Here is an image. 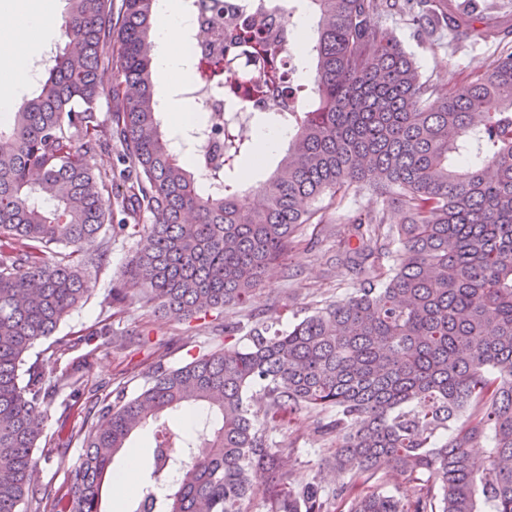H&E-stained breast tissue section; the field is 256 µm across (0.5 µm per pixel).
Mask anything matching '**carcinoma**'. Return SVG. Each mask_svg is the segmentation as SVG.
Instances as JSON below:
<instances>
[{
    "label": "carcinoma",
    "instance_id": "cac0c4a2",
    "mask_svg": "<svg viewBox=\"0 0 512 512\" xmlns=\"http://www.w3.org/2000/svg\"><path fill=\"white\" fill-rule=\"evenodd\" d=\"M41 81L0 121V512H100L112 459L156 424L152 471L126 512H243L251 486L268 488L267 512H512V53L471 66L448 88L423 78L393 30L372 18L410 0H307L317 103L292 113L295 135L276 172L244 202L235 179L252 141L224 121L223 161L199 190L194 155L173 150L155 93L152 21L157 0H66ZM253 0H206L213 21ZM412 21L445 26L455 41L492 37L441 0H420ZM283 108L306 86L280 90L278 43L246 23L195 62L202 84L239 82ZM112 66L104 90L101 70ZM110 102L100 108L103 93ZM119 150L122 169L94 171L86 157ZM370 186L377 209H356L336 231V263L354 276L345 293L283 331L277 322L224 321L241 347L163 365L141 392L96 398L98 422L70 434L83 458L65 494L39 481L53 451L47 405L78 370L47 378L27 360L92 291L88 268L107 259L105 227L142 228L111 303L139 294L179 319L240 307L265 270L308 247L316 203L341 210ZM403 216L388 222V211ZM102 237L94 257L84 242ZM70 252L46 258L52 247ZM200 404L195 428L169 420ZM346 482L296 484L279 438L301 413ZM414 484L412 496L361 485ZM172 468L177 489L160 496Z\"/></svg>",
    "mask_w": 512,
    "mask_h": 512
}]
</instances>
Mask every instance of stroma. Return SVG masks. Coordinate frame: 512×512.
Listing matches in <instances>:
<instances>
[{
  "label": "stroma",
  "instance_id": "35a3bbf8",
  "mask_svg": "<svg viewBox=\"0 0 512 512\" xmlns=\"http://www.w3.org/2000/svg\"><path fill=\"white\" fill-rule=\"evenodd\" d=\"M477 2L491 4L490 21L499 36L488 42L468 41L459 49L449 45L445 34L440 37V46H432L426 33L404 15L388 12L380 21L394 30L422 75L458 85L466 80L472 62L488 60L502 50L512 49V0ZM142 244V235L113 231L106 263L91 272L94 288L87 301L63 318L53 336L41 340L34 348L47 369H55L57 362L51 355L59 349L64 352L61 362L82 367L83 395L76 399L69 391H59L45 419L46 434L60 437L61 442L52 455L40 458L39 475L42 482L56 489L67 490L70 477L81 462V445L69 440L68 434L72 428L93 421L89 411L92 396H103L120 386L127 397H134L156 365L172 370L199 353L241 344L239 338L218 336L216 329L225 318L221 311L211 312L206 321L189 322L155 313L136 294L129 295L123 304H109L110 287L118 283L124 266ZM335 253L336 238L327 233L319 235L314 251L290 253L284 265L265 274L246 306L247 312L278 319L284 329L307 315L315 301L342 295L350 276L332 263ZM105 325L111 327L115 336L113 344L94 351L81 342V335ZM286 438L294 444L289 465L295 482L305 483L323 473L328 487L342 484V476L329 468L328 451L318 448L308 415H300L298 422L287 430Z\"/></svg>",
  "mask_w": 512,
  "mask_h": 512
}]
</instances>
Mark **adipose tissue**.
Instances as JSON below:
<instances>
[{"instance_id": "obj_1", "label": "adipose tissue", "mask_w": 512, "mask_h": 512, "mask_svg": "<svg viewBox=\"0 0 512 512\" xmlns=\"http://www.w3.org/2000/svg\"><path fill=\"white\" fill-rule=\"evenodd\" d=\"M56 0H0V84L19 86L28 79L23 60L27 53L46 44L52 33ZM182 0H159L154 67L166 82L165 110L173 127L195 120L191 103L179 97L177 86L188 76L183 51L191 26Z\"/></svg>"}]
</instances>
